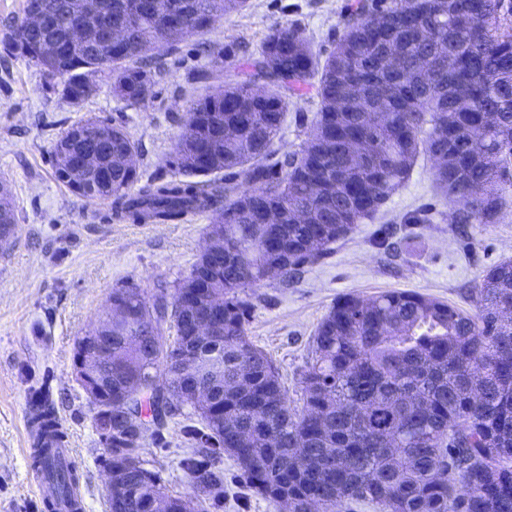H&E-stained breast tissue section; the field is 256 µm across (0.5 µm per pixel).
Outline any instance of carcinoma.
I'll return each instance as SVG.
<instances>
[{
	"mask_svg": "<svg viewBox=\"0 0 512 512\" xmlns=\"http://www.w3.org/2000/svg\"><path fill=\"white\" fill-rule=\"evenodd\" d=\"M247 0H113L112 26L126 31L120 55L92 38H70V0H25L40 25L12 26L6 48L38 67L73 103L97 78L130 104L152 96L157 71L146 52L172 50L208 31L213 13L236 12ZM266 86L255 99L252 86ZM357 86V99L344 88ZM314 89L318 110L303 147L279 154L276 138L289 97ZM471 107H456L460 93ZM88 140L112 149V188L95 201L130 224H175L189 214L224 216V261L205 256L187 277L213 272L211 292L224 296V328L193 340L183 313L171 312L184 281L162 286L147 308L139 288L112 291L131 319L112 324V469L119 486L112 512H186L158 474L131 463L123 449L137 433L124 407L151 418L159 438L181 404L162 388L204 391L221 413L200 415L184 430L194 445L180 461L213 509L224 501L220 454L239 478L291 512L314 499L324 512L344 501L379 512H512V261L488 269L472 291L475 313L430 296L384 292L369 304L349 297L332 306L313 338L296 410L273 361L250 343L254 294L266 281H286L318 261L354 225L372 218L407 179L420 152L440 156L434 180L452 205V224H496L512 199V0H355L336 47L320 58L297 27L271 31L248 72L228 76L216 93L190 100L172 163L161 181L123 167L138 152L121 128L81 122ZM208 145L214 178L199 180L194 154ZM222 172L224 176L216 177ZM261 185L263 195L251 194ZM262 207L277 211L265 224ZM308 212L297 224L294 214ZM199 352L188 371L167 361L165 333ZM144 337L141 348L126 337ZM32 464L52 498L76 508V471L58 457L66 433L49 400L31 404Z\"/></svg>",
	"mask_w": 512,
	"mask_h": 512,
	"instance_id": "obj_1",
	"label": "carcinoma"
}]
</instances>
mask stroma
I'll list each match as a JSON object with an SVG mask.
<instances>
[{
	"label": "stroma",
	"instance_id": "35a3bbf8",
	"mask_svg": "<svg viewBox=\"0 0 512 512\" xmlns=\"http://www.w3.org/2000/svg\"><path fill=\"white\" fill-rule=\"evenodd\" d=\"M351 2L249 0L247 9L217 16L204 36L186 39L172 52L152 51L162 69L153 97L143 104L117 99L107 79L83 102L72 103L46 83L39 68L0 47V184L8 187L17 216L13 234L0 241V512H46L35 492L27 427L28 404L38 393L57 410L73 450L70 462L81 475L86 512H107V451L73 374L75 340L106 318L113 289L134 285L149 297L159 285L186 276L213 220L209 213L177 224L113 220L108 205L85 201L57 180L56 140L72 125L98 118L136 142L139 170L170 179L198 70L246 69L276 27L300 28L313 51L327 55ZM316 110L314 94L294 99L276 140L280 153L299 151ZM435 167L434 158L420 154L373 219L355 225L297 279H275L256 289L247 336L277 366L291 406L301 404L300 378L315 330L340 299L410 291L471 313V292L484 271L512 259V206L498 223L472 224L463 233L439 219L402 223L405 213L419 207L447 211ZM384 224L399 228L390 256L374 246ZM199 423L193 408L182 407L168 419L163 443L144 439L141 458L170 493L195 512H211L179 465L192 450L183 428ZM222 462L221 512H286L240 483L233 459Z\"/></svg>",
	"mask_w": 512,
	"mask_h": 512
}]
</instances>
